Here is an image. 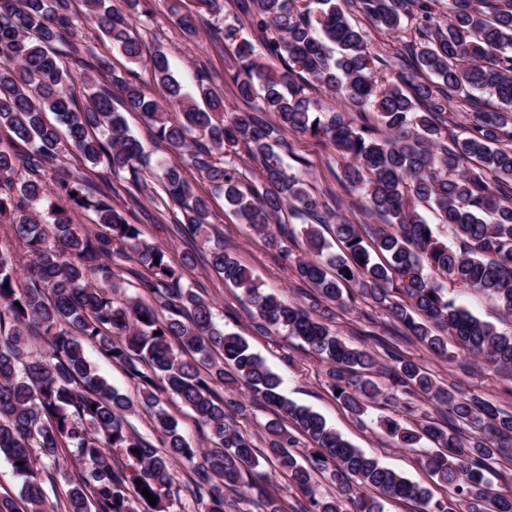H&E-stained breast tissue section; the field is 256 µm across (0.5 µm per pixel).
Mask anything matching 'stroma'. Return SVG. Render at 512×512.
Masks as SVG:
<instances>
[{"mask_svg": "<svg viewBox=\"0 0 512 512\" xmlns=\"http://www.w3.org/2000/svg\"><path fill=\"white\" fill-rule=\"evenodd\" d=\"M171 2L147 0L151 17L140 28L147 47L161 45L169 49L174 68L188 92L196 90L199 67H207L215 77L214 90L224 97L226 110L245 111V103L222 79L228 59L210 41L212 23L200 26L198 35L185 34L172 20ZM283 137L293 142L296 150L309 161V179L316 192L326 189L340 191L336 176L341 170L342 159L334 149L310 138L294 136L288 131L284 132ZM193 184L196 192L209 202L212 227L221 233L225 245L251 271L262 289L280 297L298 299L301 282L293 262L281 258L276 248L267 245L241 224L235 214L225 207L223 195L210 183L197 178ZM189 281L192 286H203L204 297L213 308L217 327L247 337L254 351L281 376V392L285 397L320 413L328 426L354 447L375 456L384 466L397 473L429 487L435 497L450 494V487L437 483L420 465L421 449L396 447L379 428L377 421L381 417L404 418L402 404L388 402L375 405L363 418H355L329 392L324 362L303 349L295 339L276 334L260 336L252 330L249 306L240 291L225 285L209 267L200 264L194 267ZM407 350L436 379L454 381L460 388L479 392L512 411V375L488 369L468 375L461 373L460 369L448 367L418 345H408Z\"/></svg>", "mask_w": 512, "mask_h": 512, "instance_id": "35a3bbf8", "label": "stroma"}]
</instances>
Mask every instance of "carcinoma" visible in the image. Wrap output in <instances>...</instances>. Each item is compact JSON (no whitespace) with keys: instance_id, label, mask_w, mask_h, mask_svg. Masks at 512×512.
<instances>
[{"instance_id":"obj_1","label":"carcinoma","mask_w":512,"mask_h":512,"mask_svg":"<svg viewBox=\"0 0 512 512\" xmlns=\"http://www.w3.org/2000/svg\"><path fill=\"white\" fill-rule=\"evenodd\" d=\"M82 2L84 17L143 63L165 98L148 97L138 73L115 71L78 42L68 0H0V130L9 133L0 138V223L13 226L29 257L21 287L15 254L0 246V455L24 478L21 500L0 496V512H166L176 462L188 467L178 491L204 512H384V497L415 512H512V495L493 492L488 478L512 462V411L437 381L401 340L411 336L450 364L451 341L512 372V333L456 304L436 280L491 298L512 318V0H448L444 13L439 0H232L228 21L225 0H195L223 21L213 39L231 50L225 81L248 112L227 111L203 83L207 108L198 107L166 50L144 55L136 27L149 17L143 0H124L122 9L110 0ZM171 10L183 32L195 33L193 11L176 3ZM356 10L378 29L410 32L396 61L372 53L353 23ZM117 89L124 109L141 113L179 161L150 166L113 105ZM310 89L357 111L328 112ZM453 92L474 112L461 134L446 137ZM477 92L496 96L500 108L476 110ZM171 109L180 119L168 118ZM283 129L342 156V189L385 218L370 225V241L365 225L340 215L343 196L314 193L307 161L280 137ZM67 154L91 167L65 165ZM55 168L50 190L42 175ZM189 171L214 184L241 223L295 257L310 288L303 304L267 294L224 239L205 236L209 265L242 289L256 333L283 330L304 343L326 363L329 390L356 416L404 396L407 413L426 403L447 418L444 426L381 420L402 448L424 439L434 445L420 464L451 488L447 497L434 498L327 428L318 413L283 398L280 377L248 340L218 329L211 304L183 286L185 265L145 238L138 214L151 205L159 221L173 204L183 215L176 235L204 236L208 203L194 193ZM424 206L448 225L454 245L418 212ZM76 210L93 213V226L73 223ZM300 239L305 255L295 256ZM121 272L134 278V294L120 303L112 290ZM354 284L389 318L382 333H367L383 361L329 325L357 302ZM31 339L48 350L30 351ZM85 342L128 373L135 397L91 368ZM164 394L192 411L214 447L185 441ZM265 407L276 418L263 426L260 449L240 418ZM139 410L159 444L129 421ZM301 436L314 450L298 448ZM261 458L288 479L292 500L244 480ZM67 461L74 471L60 508L44 485Z\"/></svg>"}]
</instances>
